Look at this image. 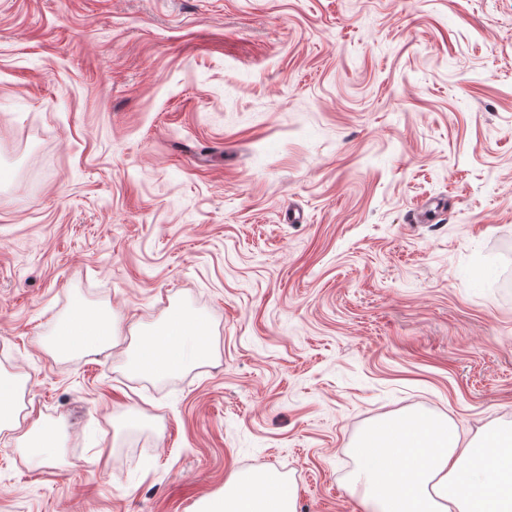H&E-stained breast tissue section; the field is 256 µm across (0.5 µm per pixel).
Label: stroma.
<instances>
[{
    "instance_id": "1",
    "label": "stroma",
    "mask_w": 512,
    "mask_h": 512,
    "mask_svg": "<svg viewBox=\"0 0 512 512\" xmlns=\"http://www.w3.org/2000/svg\"><path fill=\"white\" fill-rule=\"evenodd\" d=\"M77 297L118 347L45 348ZM175 308L212 360L128 374ZM0 342L60 444L0 435V512H198L259 461L364 512L375 421L512 423V0H0ZM18 447L30 453L34 449L33 456L39 463L54 461L58 448L57 437L54 429L49 425L35 424L22 432L17 438Z\"/></svg>"
}]
</instances>
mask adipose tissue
<instances>
[{
	"mask_svg": "<svg viewBox=\"0 0 512 512\" xmlns=\"http://www.w3.org/2000/svg\"><path fill=\"white\" fill-rule=\"evenodd\" d=\"M110 311L75 300L58 320L47 346L59 357L101 353L118 343ZM211 336L196 314L171 311L141 332L130 368L140 376H171L209 361ZM19 383L0 373V431H18L19 448L40 463L53 461L54 429H21L15 408ZM357 468L350 482L361 489L366 512H512V424L482 431L462 443L456 427L428 413L381 419L355 443ZM295 486L276 470H236L222 495L200 512H295Z\"/></svg>",
	"mask_w": 512,
	"mask_h": 512,
	"instance_id": "adipose-tissue-1",
	"label": "adipose tissue"
}]
</instances>
